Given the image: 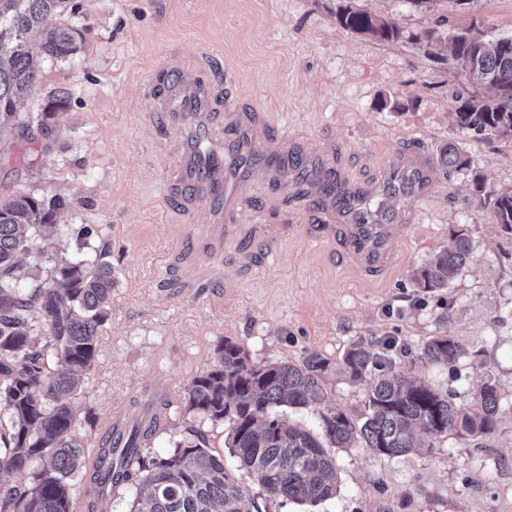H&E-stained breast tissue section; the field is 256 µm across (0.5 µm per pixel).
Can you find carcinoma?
<instances>
[{"label":"carcinoma","mask_w":512,"mask_h":512,"mask_svg":"<svg viewBox=\"0 0 512 512\" xmlns=\"http://www.w3.org/2000/svg\"><path fill=\"white\" fill-rule=\"evenodd\" d=\"M73 14L71 0H0V128L17 125L18 109L40 77L30 35L41 34L46 60H68L81 49L82 35L70 23L43 27L49 16ZM340 27L380 41H397L403 30L351 3L336 12ZM481 21L441 35L425 30L412 38L431 56L445 45L469 60L472 83L487 85L456 97L457 130L512 139V37L487 39ZM67 90H60L42 112L20 126L21 135H45L61 121ZM448 173L468 172L469 160L455 141L441 148ZM496 223L512 231V190L489 194ZM68 204L59 195L31 194L0 199V474L24 472L25 483H0V512H107L112 486L135 485L131 512H260L245 497L224 456L202 432L188 427L192 439L164 453L147 448L166 430L160 415L138 419L127 433V446L112 441L107 427L95 457L73 428L78 416L94 430V408L71 402L99 352V332L109 317L114 285L106 228H83L89 257L56 263L45 279L18 286V257L40 249L45 227L55 224ZM472 246L462 230L414 269L411 280L422 292L448 287L471 261ZM419 357L454 371L467 350L441 332L421 348ZM328 360L314 352L300 360L255 363L244 344L224 338L210 368L193 376L179 407L212 425L228 428L230 455L266 491L286 504L317 506L333 498L339 469L332 449L358 442L379 455L399 457L434 448L452 433L477 439L496 430L501 415L497 387L489 380L475 389L476 409L458 411L452 395L410 380L395 360L379 352L378 341L361 336L344 353L341 369L353 381L368 382L365 411L358 421L338 407L319 412V431L291 423L284 408L307 407L323 398ZM86 483L84 498L74 496L77 478Z\"/></svg>","instance_id":"carcinoma-1"}]
</instances>
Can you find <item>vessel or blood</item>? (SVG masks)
I'll return each mask as SVG.
<instances>
[{
  "label": "vessel or blood",
  "mask_w": 512,
  "mask_h": 512,
  "mask_svg": "<svg viewBox=\"0 0 512 512\" xmlns=\"http://www.w3.org/2000/svg\"><path fill=\"white\" fill-rule=\"evenodd\" d=\"M150 94L157 120L178 134V160L168 181V195L185 211L202 202L210 213L209 223L175 237L176 252L192 254L203 239L224 249L234 263L249 266L254 250L271 256L285 240L308 237L339 248L365 280H380L395 269L398 254L393 244L405 239L410 227L394 223L382 210L370 209L368 202L371 196L398 191L417 200L424 197L433 175L427 154L416 150L390 162L370 190L337 170L329 159L297 153L292 140L275 136L261 114L223 104L209 61H199L191 78L158 65ZM228 150L263 155L268 196H275L282 185L305 181L302 201L314 223L246 226L254 202L229 188L224 174Z\"/></svg>",
  "instance_id": "1"
}]
</instances>
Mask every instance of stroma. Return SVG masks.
<instances>
[{
  "label": "stroma",
  "mask_w": 512,
  "mask_h": 512,
  "mask_svg": "<svg viewBox=\"0 0 512 512\" xmlns=\"http://www.w3.org/2000/svg\"><path fill=\"white\" fill-rule=\"evenodd\" d=\"M344 0H73L84 42L69 60L47 61L27 109L40 112L56 90L70 98L61 124L35 141L17 128L0 129V196L57 194L72 210L44 230L42 253L19 257L24 284L77 255V231L106 225L112 239L109 319L99 332V355L75 405L99 418L115 404L130 415L149 410L163 393L180 395L212 361L218 341L242 342L254 362L329 359L324 400L360 418L366 382H353L339 362L361 336L395 339L399 370L438 391H453L461 412L475 407L473 384L489 378L500 394L495 433L477 440L448 436L424 454L377 455L355 444L336 449L340 488L315 508L268 496L252 475L238 474L242 493L264 512H512V233L495 224L486 192L512 189V141L475 138L451 120L455 94L468 88L451 57L433 60L413 33L460 26L451 0H352L395 22L404 38L381 42L336 22ZM207 52L216 62L223 96L246 112L270 115L310 151L336 150V165L367 182L387 163L420 149L433 164L429 193L375 197L371 206L414 225L387 279L360 282L334 250L304 238L286 241L276 258L251 269L221 256L207 259L218 287L197 288L195 272L168 244L202 223L205 213L181 214L164 194L174 135L153 118L146 91L158 61L189 71ZM456 140L479 174H446L440 149ZM473 246L469 266L431 295L413 287L412 269L455 230ZM468 355L457 373L424 362L423 344L441 331ZM322 404V405H323ZM194 424L225 455L227 430L207 419L170 415L152 442L162 453L188 440Z\"/></svg>",
  "instance_id": "stroma-1"
}]
</instances>
